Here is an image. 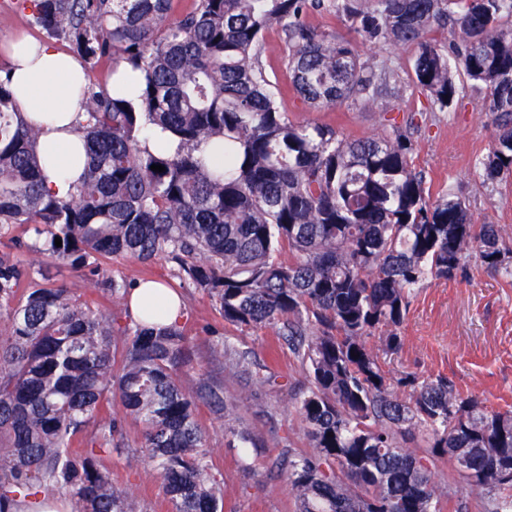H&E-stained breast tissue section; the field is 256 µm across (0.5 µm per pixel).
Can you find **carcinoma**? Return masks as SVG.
Listing matches in <instances>:
<instances>
[{
  "label": "carcinoma",
  "instance_id": "carcinoma-1",
  "mask_svg": "<svg viewBox=\"0 0 512 512\" xmlns=\"http://www.w3.org/2000/svg\"><path fill=\"white\" fill-rule=\"evenodd\" d=\"M15 4L84 67L112 59V88H81L84 173L60 197L44 186L41 129L0 68V239L20 246L13 230L23 229L33 250L88 272L123 306L131 285L100 275L99 260L164 257L225 323L276 328L307 381L292 399L310 450L274 462L296 512H441L443 500L463 512L456 484L487 492L484 512H512V410L444 377L386 370L415 289L465 273L473 255L512 276V240L471 223L451 194L431 199L407 132L350 139L289 120L262 61L263 38L278 29L304 102L368 104L386 74L310 14L343 13L363 42L413 45L414 83L432 106L456 100L453 67L490 91L498 134L482 165L502 181L512 177V0H195L174 23L169 0ZM436 29L449 30L448 43L431 38ZM157 129L167 141L152 151ZM25 276L0 254V308L11 318L0 337V508L58 493L75 512H135L100 454L137 446L173 512H224L196 402L221 416L227 405L208 378L182 386L195 361L186 324L162 323L151 306L141 321L127 308L108 316L63 284L20 296ZM106 405L115 411L102 421ZM237 421L227 414L224 435L255 446ZM77 442L98 452L79 454ZM457 454L469 472L436 482Z\"/></svg>",
  "mask_w": 512,
  "mask_h": 512
}]
</instances>
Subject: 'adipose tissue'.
I'll list each match as a JSON object with an SVG mask.
<instances>
[{
    "instance_id": "adipose-tissue-1",
    "label": "adipose tissue",
    "mask_w": 512,
    "mask_h": 512,
    "mask_svg": "<svg viewBox=\"0 0 512 512\" xmlns=\"http://www.w3.org/2000/svg\"><path fill=\"white\" fill-rule=\"evenodd\" d=\"M7 52L18 104L41 127L40 151L54 159L46 168V185L66 195L79 174L72 156L82 143L76 121L84 104L75 86L86 82V72L73 56L25 36L11 41Z\"/></svg>"
}]
</instances>
